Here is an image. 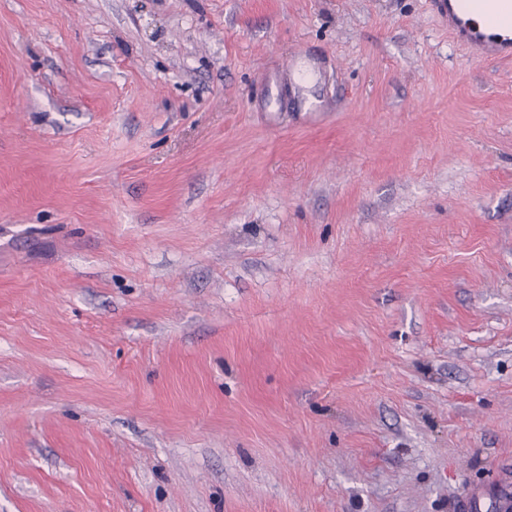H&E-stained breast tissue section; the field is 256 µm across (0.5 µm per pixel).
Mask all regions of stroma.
Masks as SVG:
<instances>
[{
    "label": "stroma",
    "instance_id": "obj_1",
    "mask_svg": "<svg viewBox=\"0 0 512 512\" xmlns=\"http://www.w3.org/2000/svg\"><path fill=\"white\" fill-rule=\"evenodd\" d=\"M509 484L512 60L430 0H0V512Z\"/></svg>",
    "mask_w": 512,
    "mask_h": 512
}]
</instances>
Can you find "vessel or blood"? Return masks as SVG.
<instances>
[{"label": "vessel or blood", "instance_id": "obj_1", "mask_svg": "<svg viewBox=\"0 0 512 512\" xmlns=\"http://www.w3.org/2000/svg\"><path fill=\"white\" fill-rule=\"evenodd\" d=\"M432 6L477 60L512 58V0H432ZM478 13L484 15V23L475 21Z\"/></svg>", "mask_w": 512, "mask_h": 512}]
</instances>
